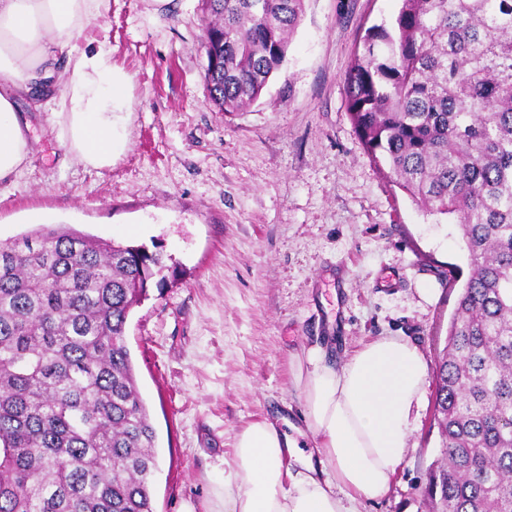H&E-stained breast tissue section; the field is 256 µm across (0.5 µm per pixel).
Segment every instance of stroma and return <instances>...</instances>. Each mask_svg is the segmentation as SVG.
Listing matches in <instances>:
<instances>
[{
	"label": "stroma",
	"instance_id": "stroma-1",
	"mask_svg": "<svg viewBox=\"0 0 512 512\" xmlns=\"http://www.w3.org/2000/svg\"><path fill=\"white\" fill-rule=\"evenodd\" d=\"M200 5L109 0L73 43L108 44L126 76L125 148L111 166L84 165L52 113L23 101L29 156L0 183L1 242L61 225L159 249L175 270L125 332L157 432L154 512H209L248 423L302 425L292 353L321 346L339 365L360 342L403 336L437 370L471 271L453 218L392 184L348 112L344 75L360 38L400 0H306L285 62L231 115L209 102ZM435 398L428 387L388 495L358 512H427Z\"/></svg>",
	"mask_w": 512,
	"mask_h": 512
}]
</instances>
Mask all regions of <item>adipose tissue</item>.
<instances>
[{
    "mask_svg": "<svg viewBox=\"0 0 512 512\" xmlns=\"http://www.w3.org/2000/svg\"><path fill=\"white\" fill-rule=\"evenodd\" d=\"M107 0H0V181L30 148L18 103L50 107L70 152L94 167L111 165L125 146L114 109L125 79L100 42L70 46L102 15ZM66 78L54 80L57 50ZM303 422L319 442L304 455L278 420L249 423L236 434L234 457L213 492L210 512H358L386 496L400 468L415 416L426 399L429 364L400 336H380L353 350L341 366L316 346L292 354ZM298 470L285 468V461Z\"/></svg>",
    "mask_w": 512,
    "mask_h": 512,
    "instance_id": "ef3b65f1",
    "label": "adipose tissue"
}]
</instances>
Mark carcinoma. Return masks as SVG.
Returning <instances> with one entry per match:
<instances>
[{"mask_svg":"<svg viewBox=\"0 0 512 512\" xmlns=\"http://www.w3.org/2000/svg\"><path fill=\"white\" fill-rule=\"evenodd\" d=\"M305 0H201L211 103L238 112L283 65ZM375 161L452 215L471 272L435 408V512H512V0H402L345 75ZM164 269L143 245L42 225L0 243V512H154L156 431L125 327Z\"/></svg>","mask_w":512,"mask_h":512,"instance_id":"carcinoma-1","label":"carcinoma"}]
</instances>
